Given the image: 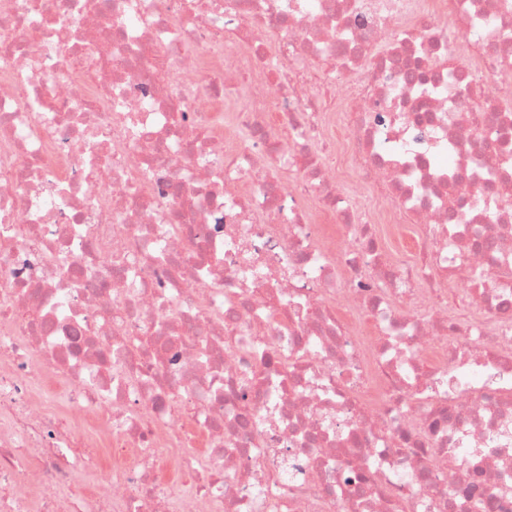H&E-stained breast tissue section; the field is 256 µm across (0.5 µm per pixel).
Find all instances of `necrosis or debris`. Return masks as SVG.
<instances>
[{
  "mask_svg": "<svg viewBox=\"0 0 512 512\" xmlns=\"http://www.w3.org/2000/svg\"><path fill=\"white\" fill-rule=\"evenodd\" d=\"M0 512H512V0H0Z\"/></svg>",
  "mask_w": 512,
  "mask_h": 512,
  "instance_id": "1",
  "label": "necrosis or debris"
}]
</instances>
